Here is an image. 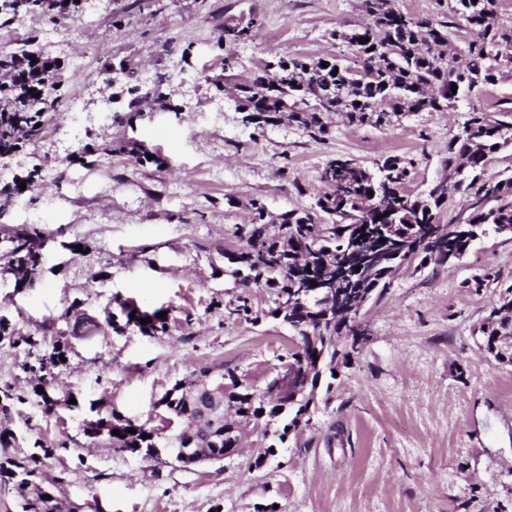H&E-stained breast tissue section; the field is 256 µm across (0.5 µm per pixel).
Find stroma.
I'll list each match as a JSON object with an SVG mask.
<instances>
[{"label": "stroma", "mask_w": 512, "mask_h": 512, "mask_svg": "<svg viewBox=\"0 0 512 512\" xmlns=\"http://www.w3.org/2000/svg\"><path fill=\"white\" fill-rule=\"evenodd\" d=\"M129 0H83L70 19L0 20V53L25 40L65 64V96L41 139L0 159V183L38 169L33 191L11 208L10 224H39L53 236L35 287L0 288V390L22 395L0 418L17 440L0 461L39 459L53 483L83 512H512V365L477 346V329L499 288L512 284V241L484 238L455 263L402 270L361 313L369 335L339 365L330 392H318L309 426L289 432L256 464L261 438L222 463L182 468L167 453L150 458L91 443L88 421L117 412L147 429L172 427L160 401L179 381L232 368L257 392L288 363L296 339L270 311L274 294L243 287L228 253L260 199L272 214L306 210L323 191L320 173L338 156L364 164L388 156L413 161V193L443 176L449 140L467 117L419 112L388 128L337 121L317 141L281 122L247 123L231 95L209 77L234 56L241 74L284 55H340L332 31L365 24L358 0H146L141 16L115 28ZM254 19L244 44H221L225 17ZM58 31L55 42L46 29ZM190 48V63L165 55ZM126 61L141 75H171L179 113L132 124L116 109L104 65ZM96 141L122 152L84 167L76 152ZM153 160L142 159V151ZM80 240L86 250L63 251ZM486 277L482 288L474 277ZM247 299L258 322L233 309ZM165 312V332L126 325L120 305ZM98 332L72 335L76 315ZM68 346L55 395L73 394L52 414L39 407L27 364Z\"/></svg>", "instance_id": "35a3bbf8"}]
</instances>
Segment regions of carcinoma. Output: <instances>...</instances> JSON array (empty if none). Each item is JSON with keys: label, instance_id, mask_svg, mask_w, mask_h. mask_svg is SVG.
Here are the masks:
<instances>
[{"label": "carcinoma", "instance_id": "cac0c4a2", "mask_svg": "<svg viewBox=\"0 0 512 512\" xmlns=\"http://www.w3.org/2000/svg\"><path fill=\"white\" fill-rule=\"evenodd\" d=\"M370 23L357 29L333 32L347 44L351 55L281 57L268 62L251 76L236 73L235 58L224 60L222 73L210 79L219 93L232 86L241 98L243 111L265 123L288 122L315 139L331 136L333 117L339 116L354 127H388L398 117L418 112H446L457 108L498 83L512 81V16L499 15L500 0H448V16L435 20L404 13L395 0H360ZM79 8L75 0H48L45 8L34 7L29 0H12L0 17L16 18L49 13L60 19L69 18ZM255 22L242 18L224 19V41L233 44L252 39ZM468 37L462 48L454 44L457 32ZM108 77L120 85L114 102L121 103L130 115H139L148 100L166 110L182 111L167 93L168 74L157 72L149 79L123 64L108 66ZM0 159L10 157L35 142L44 125L57 111L64 95L63 66L58 59L40 47L25 44L0 58ZM457 90H452V86ZM512 147V106L501 101L492 108L472 106L460 131L448 141V157L444 167L448 175L435 181L427 193L413 195L408 184L413 179L414 163L399 157H386L367 167L348 157L329 160L321 180L329 190L319 195L315 207L303 212L290 210L280 215L279 223L266 219V207L257 199L250 202L252 219L244 225V245L231 263L234 274L246 284L268 288L276 299L289 300L293 290L306 280H315L331 270L345 257V251L356 241L376 244L374 237L389 242L387 251L402 244L411 252L384 262L363 278L354 277L352 289L382 295L395 277L394 267L401 262L424 266L428 260L438 265L448 258L464 255L472 244L490 235L504 236V227L512 228V173L487 177L485 170L496 150ZM119 151L110 143H85L79 147L80 157L91 158L93 165ZM32 171L24 177L0 184V220L24 191L33 190ZM388 177L390 199L374 198L380 178ZM26 190H21V183ZM466 198L465 206L441 231L428 240L430 225L439 217L453 197ZM46 235L37 224H19L8 236L0 239V263L7 262L34 287L32 275L41 266L43 253L34 249V242ZM385 251V252H387ZM379 252V255H385ZM137 310L133 302L122 306L126 324H135L141 333L165 331L166 321L154 317L143 325L131 318ZM290 318L297 325L320 324L323 333L317 344L306 343L288 353V371L300 372L302 367L316 364L335 377L334 357L322 361L324 343H333L341 336H363L365 330L332 316L325 318L324 309L314 303L294 304ZM512 320V284L500 292L498 303L480 327V347H489L504 330V322ZM64 354L58 346L39 358L37 385L54 380V370ZM168 390L161 403L169 413L182 420L193 417L183 398ZM228 408L235 419L215 418L205 427H196L200 440L211 436L224 438V432L238 429L243 423L265 422L262 436L268 435L270 422H283L282 431H274L284 440L300 424H309L310 417H300L301 407L270 405L263 396L248 386L236 389L227 397ZM120 426V435L112 436V447L135 452L138 448H161L163 437L148 431L130 419L112 415ZM136 433L131 434L129 430ZM148 438H143V435ZM8 473L36 474V468L22 462H0V479ZM61 496L45 499L35 492L22 497L19 512H61Z\"/></svg>", "mask_w": 512, "mask_h": 512}]
</instances>
